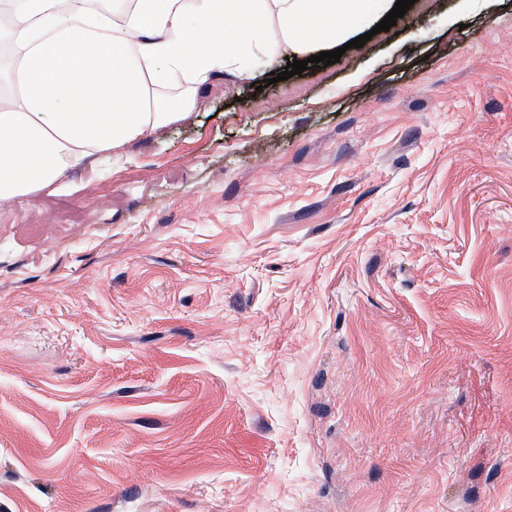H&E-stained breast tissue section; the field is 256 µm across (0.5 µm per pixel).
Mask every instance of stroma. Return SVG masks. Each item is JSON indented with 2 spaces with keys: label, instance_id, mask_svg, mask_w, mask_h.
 <instances>
[{
  "label": "stroma",
  "instance_id": "stroma-1",
  "mask_svg": "<svg viewBox=\"0 0 512 512\" xmlns=\"http://www.w3.org/2000/svg\"><path fill=\"white\" fill-rule=\"evenodd\" d=\"M285 66L0 206V512H512V0Z\"/></svg>",
  "mask_w": 512,
  "mask_h": 512
}]
</instances>
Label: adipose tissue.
I'll return each instance as SVG.
<instances>
[{
    "instance_id": "ef3b65f1",
    "label": "adipose tissue",
    "mask_w": 512,
    "mask_h": 512,
    "mask_svg": "<svg viewBox=\"0 0 512 512\" xmlns=\"http://www.w3.org/2000/svg\"><path fill=\"white\" fill-rule=\"evenodd\" d=\"M7 2L0 203L186 119L214 80L251 77L259 58L341 46L396 0Z\"/></svg>"
}]
</instances>
